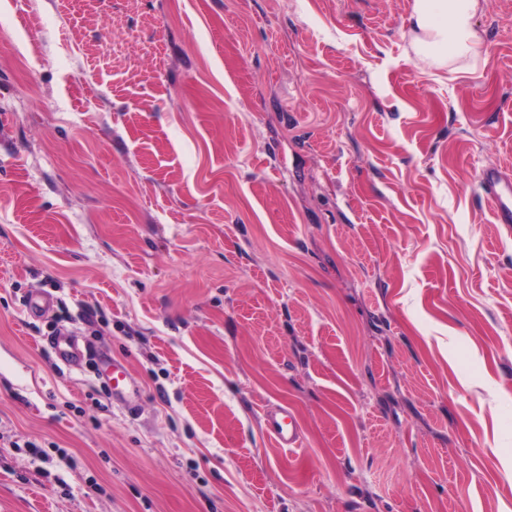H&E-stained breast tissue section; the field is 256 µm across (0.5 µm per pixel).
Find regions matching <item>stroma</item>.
I'll return each instance as SVG.
<instances>
[{"label": "stroma", "instance_id": "35a3bbf8", "mask_svg": "<svg viewBox=\"0 0 512 512\" xmlns=\"http://www.w3.org/2000/svg\"><path fill=\"white\" fill-rule=\"evenodd\" d=\"M410 8L0 0V512H512V0L456 79ZM481 180L487 199L493 207L496 221L499 224H512V192L509 201V188L502 185L498 170H484ZM51 342L57 358L68 367L79 368L88 357V350L81 347L74 331L60 330L52 337ZM108 381L112 403L128 409L134 408L139 398L138 390L124 362L112 359V373ZM266 428L278 448H299L301 430L293 410L286 405H267L263 410Z\"/></svg>", "mask_w": 512, "mask_h": 512}]
</instances>
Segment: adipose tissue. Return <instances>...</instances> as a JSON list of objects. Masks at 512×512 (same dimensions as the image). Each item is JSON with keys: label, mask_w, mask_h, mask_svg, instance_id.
Masks as SVG:
<instances>
[{"label": "adipose tissue", "mask_w": 512, "mask_h": 512, "mask_svg": "<svg viewBox=\"0 0 512 512\" xmlns=\"http://www.w3.org/2000/svg\"><path fill=\"white\" fill-rule=\"evenodd\" d=\"M487 0H412L406 33L416 62L451 77L475 73L484 55L476 18Z\"/></svg>", "instance_id": "obj_1"}]
</instances>
